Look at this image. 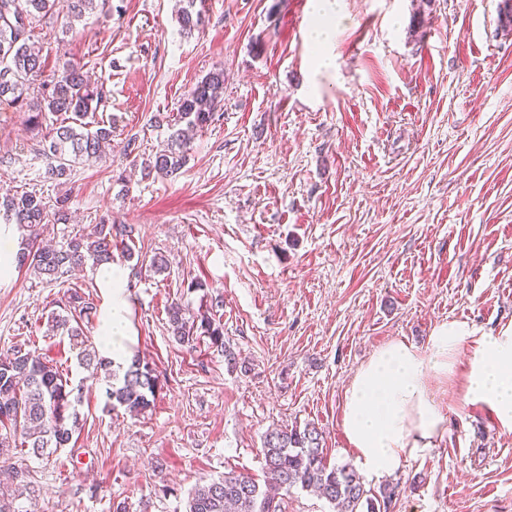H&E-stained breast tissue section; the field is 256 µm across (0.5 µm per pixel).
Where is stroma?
Here are the masks:
<instances>
[{
  "label": "stroma",
  "mask_w": 512,
  "mask_h": 512,
  "mask_svg": "<svg viewBox=\"0 0 512 512\" xmlns=\"http://www.w3.org/2000/svg\"><path fill=\"white\" fill-rule=\"evenodd\" d=\"M500 0H337L332 66L316 72L312 0H199L203 33L180 35L179 0H112L72 30L37 23L50 65L70 62L104 86L112 153L67 180L27 115L0 103V196L69 197L72 221L42 241L88 233L100 219L135 229L125 271L134 353L160 387L133 416L110 409L103 378L79 368L67 338L45 333L68 289L90 294L95 337L105 296L91 266L49 282L0 280V354L24 339L83 382L80 430L42 460L14 449L35 495L20 512H184L196 484L236 470L264 482L267 429L313 424L327 465L354 464L343 390L396 340L424 346L434 326L512 324V33ZM224 69V106L195 133L174 177L143 176L164 149L181 95ZM132 156H125L127 142ZM168 268H151L154 255ZM223 295L225 350L179 344L172 301L204 312ZM443 438L371 491L397 486L390 512H512V433L464 400V380L431 381ZM172 495H163V487Z\"/></svg>",
  "instance_id": "stroma-1"
}]
</instances>
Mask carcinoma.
<instances>
[{
  "instance_id": "carcinoma-1",
  "label": "carcinoma",
  "mask_w": 512,
  "mask_h": 512,
  "mask_svg": "<svg viewBox=\"0 0 512 512\" xmlns=\"http://www.w3.org/2000/svg\"><path fill=\"white\" fill-rule=\"evenodd\" d=\"M71 0L69 23L81 20L97 2ZM178 14L181 34L189 37L205 28V14L195 9L196 0H183ZM56 0H0V101L5 100L29 113L30 131L45 143L51 160L47 174L60 180L85 157H100L112 148V128L96 121L103 86L91 83L80 68L64 63L47 71V59L31 41L33 24L54 15ZM224 104V68L216 67L189 88L179 99L167 148L145 164L146 175L171 176L188 160L189 133L202 130L215 119ZM65 114L67 122L44 128L46 113ZM4 223L34 231L45 224L69 222L68 197L52 202L24 191L0 199ZM133 228L101 219L90 234L76 233L59 247H38L17 256L16 265L25 266L50 281H57L72 269L92 262L95 267L112 263L113 250L132 240ZM93 310V303L76 289L69 290L64 313L51 312L46 334L66 336L80 367L104 374L106 396L112 408L122 407L138 415L150 408L159 385L155 370L133 359L123 376H117L112 362L88 344L81 322ZM171 333L182 345H192L202 336L225 350L224 325L206 314L195 315L179 301L168 307ZM82 388L71 383L58 362L39 352L35 342L19 345L0 359V455L20 446L35 457L50 456L67 447L79 429ZM323 434L313 425L302 429L273 427L264 436L262 454L271 481L261 485L235 470L224 477L198 484L189 493L185 512H282L284 497L295 487L311 490L334 504L336 512H389L395 488L384 487L376 496L367 490L356 472L346 466L328 467L323 459ZM19 489L33 493L35 485L29 468L13 470Z\"/></svg>"
}]
</instances>
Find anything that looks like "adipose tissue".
<instances>
[{
	"label": "adipose tissue",
	"instance_id": "ef3b65f1",
	"mask_svg": "<svg viewBox=\"0 0 512 512\" xmlns=\"http://www.w3.org/2000/svg\"><path fill=\"white\" fill-rule=\"evenodd\" d=\"M316 20L310 42L317 46L315 66L328 69L327 49L335 27L336 0H316ZM125 275L116 267L105 269L101 284L107 303L100 317L98 336L116 365L133 356ZM467 362H460L461 351ZM464 375V399L486 404L502 428L512 431V325L484 333L471 324L444 321L436 325L425 346L396 340L362 364L344 390L341 427L358 464L372 478L394 472L403 460L432 448L445 430L446 417L429 387L433 378Z\"/></svg>",
	"mask_w": 512,
	"mask_h": 512
}]
</instances>
